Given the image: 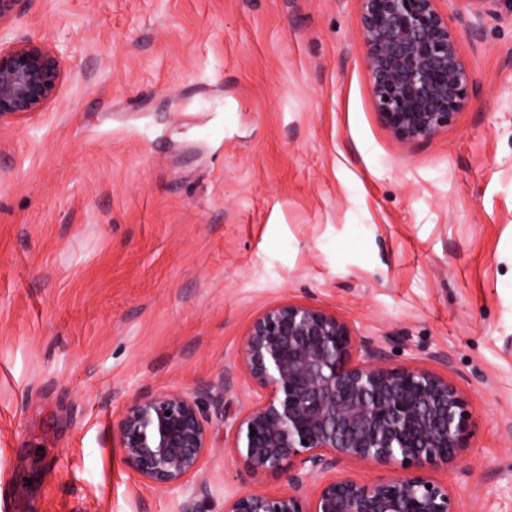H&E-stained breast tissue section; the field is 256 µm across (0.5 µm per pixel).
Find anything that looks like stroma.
Returning <instances> with one entry per match:
<instances>
[{"label": "stroma", "mask_w": 512, "mask_h": 512, "mask_svg": "<svg viewBox=\"0 0 512 512\" xmlns=\"http://www.w3.org/2000/svg\"><path fill=\"white\" fill-rule=\"evenodd\" d=\"M437 7L474 92L411 142L377 114L361 0H28L0 26L76 47L0 125V512H178L117 425L174 388L247 410L238 356L278 303L448 377L467 447L424 473L512 512V15ZM224 446L197 512L285 488Z\"/></svg>", "instance_id": "stroma-1"}]
</instances>
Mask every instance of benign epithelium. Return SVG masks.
Wrapping results in <instances>:
<instances>
[{
    "label": "benign epithelium",
    "mask_w": 512,
    "mask_h": 512,
    "mask_svg": "<svg viewBox=\"0 0 512 512\" xmlns=\"http://www.w3.org/2000/svg\"><path fill=\"white\" fill-rule=\"evenodd\" d=\"M364 63L377 113L402 141L432 138L467 105L473 78L436 0H361ZM60 44L0 40V123L42 111L63 77ZM239 370L256 401L224 428L254 477L279 472L287 488L254 489L224 512H456L448 488L423 474L467 448L466 401L447 378L387 367L336 314L277 304L253 321ZM256 434H251V430ZM214 422L180 389L145 395L123 414L124 459L149 487L195 479ZM400 465L387 480L336 475L344 460ZM313 483V499L300 491Z\"/></svg>",
    "instance_id": "1"
}]
</instances>
